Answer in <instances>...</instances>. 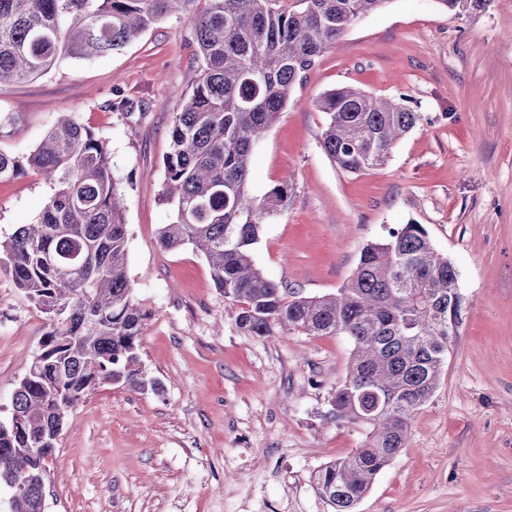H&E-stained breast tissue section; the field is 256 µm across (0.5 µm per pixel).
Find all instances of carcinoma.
Here are the masks:
<instances>
[{"label":"carcinoma","mask_w":512,"mask_h":512,"mask_svg":"<svg viewBox=\"0 0 512 512\" xmlns=\"http://www.w3.org/2000/svg\"><path fill=\"white\" fill-rule=\"evenodd\" d=\"M0 0V84L39 77L64 58L119 51L159 20L182 14L191 25L201 74L171 129L162 200L173 219L158 231L165 250L190 245L209 264L216 288L240 305L238 323L255 336L278 326L308 336L343 334L353 342L344 384L322 420L365 430L358 448L320 466L317 493L335 512H353L375 477L401 452L414 414L435 393L463 323L457 270L421 224H399L362 250L352 278L334 293L306 296L256 266L263 225L288 207L286 178L262 201L249 193L251 157L294 86L360 18L389 0ZM460 19L493 0H438ZM322 146L343 170L383 165L418 123L404 104L350 86L328 91ZM32 169L52 184L41 213L0 244L9 275L46 315L41 349L0 420V485L45 477L57 448L53 425L63 407L105 386L162 389L139 367L150 313L127 276L125 188L106 140L73 114L61 117L30 153L0 152V179ZM30 490L11 512H35Z\"/></svg>","instance_id":"carcinoma-1"}]
</instances>
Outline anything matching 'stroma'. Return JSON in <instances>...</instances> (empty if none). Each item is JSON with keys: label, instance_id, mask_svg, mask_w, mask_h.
Wrapping results in <instances>:
<instances>
[{"label": "stroma", "instance_id": "obj_1", "mask_svg": "<svg viewBox=\"0 0 512 512\" xmlns=\"http://www.w3.org/2000/svg\"><path fill=\"white\" fill-rule=\"evenodd\" d=\"M194 51L189 22L173 16L117 53L0 86L2 152L32 151L67 113L105 137L127 188L134 298L152 313L140 364L163 384L105 386L69 412L47 461L45 512H334L311 476L364 438L321 419L346 379L348 337L250 335L202 255L156 243L172 219L163 159L198 79ZM343 86L404 98L420 115L378 168L347 172L322 147L317 102ZM117 97L139 111L106 108ZM287 175L288 207L254 248L267 277L307 295L336 292L366 244L411 222L455 265L465 299L436 392L355 512H512V0L472 19L438 0H389L357 21L256 143L251 197ZM50 192L32 171L0 180V242ZM45 331L0 274V420Z\"/></svg>", "mask_w": 512, "mask_h": 512}]
</instances>
